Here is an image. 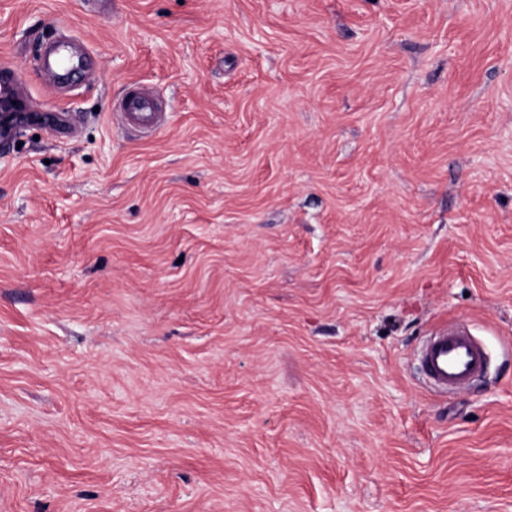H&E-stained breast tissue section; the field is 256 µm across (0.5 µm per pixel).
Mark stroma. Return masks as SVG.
<instances>
[{
  "label": "stroma",
  "instance_id": "stroma-1",
  "mask_svg": "<svg viewBox=\"0 0 512 512\" xmlns=\"http://www.w3.org/2000/svg\"><path fill=\"white\" fill-rule=\"evenodd\" d=\"M11 74L0 512H512V0H0ZM153 98L145 91L132 93L121 107V117L140 128H152L157 119ZM484 345L464 325L432 336L420 352V365L430 383L442 391H458L477 378L486 365Z\"/></svg>",
  "mask_w": 512,
  "mask_h": 512
}]
</instances>
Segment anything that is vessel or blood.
I'll use <instances>...</instances> for the list:
<instances>
[{
    "instance_id": "1",
    "label": "vessel or blood",
    "mask_w": 512,
    "mask_h": 512,
    "mask_svg": "<svg viewBox=\"0 0 512 512\" xmlns=\"http://www.w3.org/2000/svg\"><path fill=\"white\" fill-rule=\"evenodd\" d=\"M129 124L149 129L157 119L154 101L145 91L132 93L121 107ZM484 345L463 325H456L431 337L420 352V365L430 383L442 391L464 389L486 365Z\"/></svg>"
}]
</instances>
